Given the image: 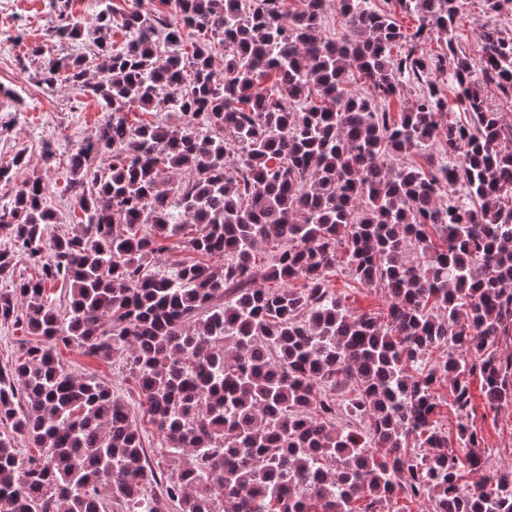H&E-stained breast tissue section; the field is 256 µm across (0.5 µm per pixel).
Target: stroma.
I'll list each match as a JSON object with an SVG mask.
<instances>
[{"label": "stroma", "mask_w": 512, "mask_h": 512, "mask_svg": "<svg viewBox=\"0 0 512 512\" xmlns=\"http://www.w3.org/2000/svg\"><path fill=\"white\" fill-rule=\"evenodd\" d=\"M111 6L114 16L132 8V0H0V86L11 89L14 99L0 103V163L11 160L17 152H25L28 171L41 173L50 186V198L59 221L51 225L50 234L72 230L70 204L72 194L66 189L70 179L67 155L85 135L93 134L102 121L97 102L69 88L56 90L42 84L37 72L42 56L66 57L82 52L90 54L98 38L95 16L104 6ZM66 12L81 19L85 35L81 43L55 36L53 28L59 13ZM486 17L472 0L456 30L455 39L431 33L427 50L434 55L444 53L448 45L465 51L470 62L482 58L478 33ZM41 47V56L30 53ZM50 137L56 151V163L47 169L39 161L43 137ZM331 287L353 310L380 314L386 310L382 290L369 288L351 280L345 273L334 274ZM69 371L95 377L123 396L132 412H139V397L133 377L119 362H104L76 348L60 351ZM476 422L481 427L490 454L488 469L512 468V406L491 410L484 403L479 381H472Z\"/></svg>", "instance_id": "stroma-1"}]
</instances>
